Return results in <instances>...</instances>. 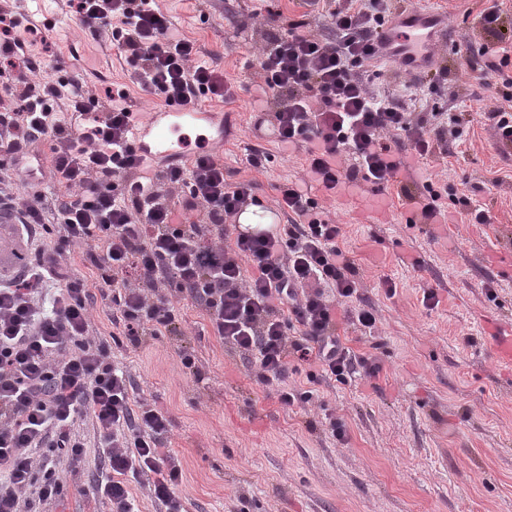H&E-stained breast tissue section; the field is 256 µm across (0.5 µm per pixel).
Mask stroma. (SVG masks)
Here are the masks:
<instances>
[{"label": "stroma", "instance_id": "obj_1", "mask_svg": "<svg viewBox=\"0 0 512 512\" xmlns=\"http://www.w3.org/2000/svg\"><path fill=\"white\" fill-rule=\"evenodd\" d=\"M159 6L206 60L241 84L223 108L224 170L230 180L250 183L262 210L274 208L278 186L302 177L307 154L278 145L271 123L254 130L260 47L276 18L305 21L317 33L326 32L327 18L306 15L299 0H159ZM407 6L443 20L445 35L433 55L437 74L391 66L381 81L394 93L433 82L417 111L470 113L467 140L424 161L400 142L407 165L384 188L364 182L337 199L310 191L322 218L341 226L338 244L360 267L357 301L377 312L370 336L350 319L338 323L349 347L382 361L377 388L357 378H324L316 365L293 362L288 384L307 386L313 374L317 393L309 403L283 408L257 383L254 357L224 346L188 298L177 302V332L114 351L132 377L133 400H151L172 419L163 445L181 462L174 491L186 512H512V366L494 358L477 326L483 316L512 323V148L501 147L481 119L501 103L504 86L501 78L458 64L466 55L480 59L488 40L478 20L481 0H408ZM38 7L39 19L53 29L47 41H34L33 53L64 62L88 84L125 90L137 111L159 107L115 50L81 28L64 0H39ZM254 144L270 155L260 172L244 163L245 148ZM428 180L452 187L454 196L442 197L438 223L407 221V212H419ZM403 186L409 196H399ZM474 205L487 210L489 223H471ZM430 288L438 299L431 310L422 303ZM184 350L195 354L197 371L183 367ZM331 417L344 423L347 442L331 435ZM74 431L87 444L84 461L72 468L59 450L65 491L46 512H110L108 502L92 495L101 452L91 417L77 418Z\"/></svg>", "mask_w": 512, "mask_h": 512}]
</instances>
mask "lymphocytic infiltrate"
Listing matches in <instances>:
<instances>
[{
    "label": "lymphocytic infiltrate",
    "mask_w": 512,
    "mask_h": 512,
    "mask_svg": "<svg viewBox=\"0 0 512 512\" xmlns=\"http://www.w3.org/2000/svg\"><path fill=\"white\" fill-rule=\"evenodd\" d=\"M322 6L331 36L287 22L261 46V88L278 102L276 140L306 145L303 179L282 184L276 204L291 214L277 232H237L231 220L255 199L249 184L230 181L218 156H197L191 168L167 166L154 179L130 141L134 116L126 93L99 91L60 72L44 73L32 38L37 24L25 7L0 5V167L16 166L47 147L46 167L31 173V192L6 205L19 224L48 238L27 275L0 283V512H37L57 500L61 476L50 454L66 449L80 464L85 443L72 431L91 415L107 474L96 497L112 512H137L132 484L144 483L165 512H184L174 488L182 467L162 442L172 420L149 401L133 402L131 376L111 345L90 336V310L108 304L129 346L179 329L176 298L201 305L220 340L253 355L258 381L286 408L311 391L290 387V361L316 363L346 381L378 379L382 363L357 357L336 332V309L356 298L357 264L337 244L340 225L321 219L308 186L341 194L368 182L394 181L402 162L394 142L406 140L419 159L436 142L464 143L466 112L415 114L420 84L407 94L373 91L368 73L388 60L401 16L392 0H306ZM95 37L108 41L133 69L142 90L170 104L193 98L227 101L223 71L203 59L157 0H67ZM495 45L505 42L497 0L480 14ZM494 45V47H495ZM484 48V72L512 57ZM63 195L47 201L45 181ZM186 216L175 222L176 213ZM83 247L97 291L62 268Z\"/></svg>",
    "instance_id": "f902f5d3"
}]
</instances>
